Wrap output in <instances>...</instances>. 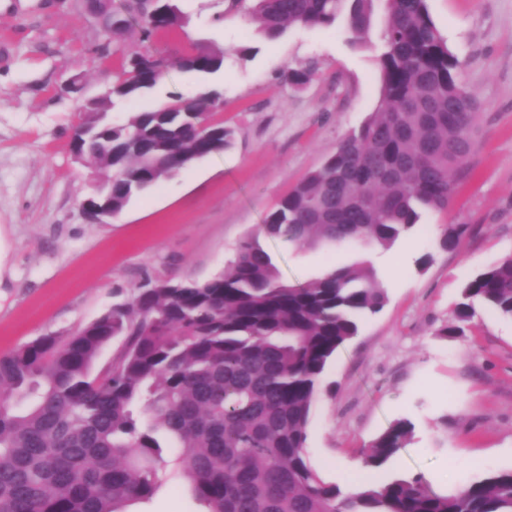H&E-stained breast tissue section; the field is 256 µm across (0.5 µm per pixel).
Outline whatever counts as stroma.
Here are the masks:
<instances>
[{"label":"stroma","instance_id":"1","mask_svg":"<svg viewBox=\"0 0 512 512\" xmlns=\"http://www.w3.org/2000/svg\"><path fill=\"white\" fill-rule=\"evenodd\" d=\"M428 6L482 104L451 207L425 213L423 231L388 250L263 242L288 282L365 257L387 294L382 311L328 363L313 408L309 458L329 484L345 485L361 449L400 418L413 423V440L378 479L422 473L442 493L512 469V319L480 304L463 335L438 334L455 319L462 283L512 255V0ZM182 8L186 28L144 43L126 35L103 59L96 48L104 37L77 0H0V228L12 244L13 274L0 297V354L79 329L144 278L223 272L281 197L376 110V54L343 30L292 29L268 40L233 0H182ZM202 38L226 52L216 118L234 129L232 143L134 197L112 223H89L81 202L94 168L69 151L83 104L111 84L122 54L173 60ZM309 61L316 68L307 84L285 80L288 68ZM207 84L171 67L154 98L117 105L112 118L124 123L157 98H194ZM458 223L470 227L463 245L440 250V227ZM426 254L432 260L419 268ZM125 512L207 507L173 472Z\"/></svg>","mask_w":512,"mask_h":512}]
</instances>
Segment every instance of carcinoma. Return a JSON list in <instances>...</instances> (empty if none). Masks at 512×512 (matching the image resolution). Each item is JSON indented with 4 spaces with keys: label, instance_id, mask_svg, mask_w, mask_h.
Returning <instances> with one entry per match:
<instances>
[{
    "label": "carcinoma",
    "instance_id": "cac0c4a2",
    "mask_svg": "<svg viewBox=\"0 0 512 512\" xmlns=\"http://www.w3.org/2000/svg\"><path fill=\"white\" fill-rule=\"evenodd\" d=\"M249 15L268 39L343 25L354 44L377 52L380 83L376 111L292 186L258 234L300 250H389L414 234L423 212L448 209L452 176L473 150L479 101L427 0H253ZM187 23L178 0L112 8L120 37L136 31L145 41ZM177 65L211 74L224 51L197 43ZM169 68L148 52L123 56L112 93L75 127L72 140L97 164L114 216L233 138L210 122L221 104L213 92L110 121L115 103L151 96ZM469 232L444 224L438 246L456 251ZM476 302L512 317V256L465 281L459 321ZM385 303L366 260L293 285L250 237L211 279L147 277L78 330L1 355L0 512H123L151 498L174 466L208 512H512V470L450 493L422 474L346 493L311 465L308 430L326 366ZM120 337L117 354L96 367ZM413 432L410 421H393L362 465L383 469Z\"/></svg>",
    "mask_w": 512,
    "mask_h": 512
}]
</instances>
